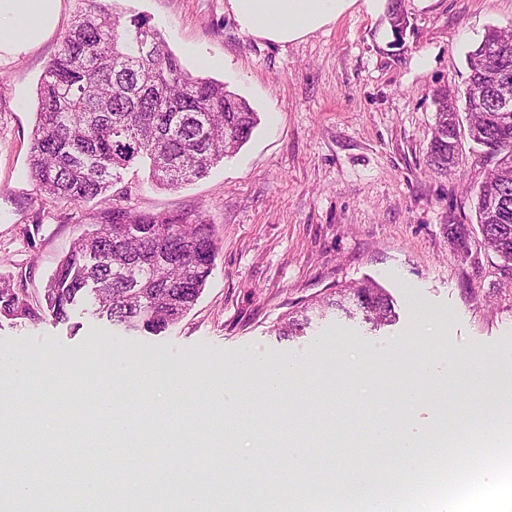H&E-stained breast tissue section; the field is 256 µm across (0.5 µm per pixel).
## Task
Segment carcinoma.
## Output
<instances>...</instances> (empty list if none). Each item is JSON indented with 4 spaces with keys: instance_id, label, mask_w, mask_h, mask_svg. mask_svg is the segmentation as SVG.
<instances>
[{
    "instance_id": "carcinoma-1",
    "label": "carcinoma",
    "mask_w": 512,
    "mask_h": 512,
    "mask_svg": "<svg viewBox=\"0 0 512 512\" xmlns=\"http://www.w3.org/2000/svg\"><path fill=\"white\" fill-rule=\"evenodd\" d=\"M465 98L474 140L494 160L475 192L479 248L512 267V104L498 106L494 77L512 79V34L487 30L466 58ZM459 97L448 87L434 91L436 122L427 164L440 175L457 165ZM257 113L227 86L183 69L158 29L143 16L93 5L62 38L40 82L39 110L30 169L40 190L71 205H92L93 229L73 242L44 288L45 308L31 307L25 289L0 278V316L35 320L42 312L69 319L88 301L101 319L128 331L158 333L176 324L202 294L215 266L213 225L200 212H143L125 205L130 189L122 171L146 166L161 186L178 188L206 176L250 139ZM473 230L448 225V246L463 260L472 255ZM377 330L396 322L391 295L371 281L341 286L318 301ZM310 307L281 324L278 336L293 338L309 327ZM81 458L66 469L52 464L53 483L81 494Z\"/></svg>"
}]
</instances>
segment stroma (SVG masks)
<instances>
[{"label":"stroma","instance_id":"1","mask_svg":"<svg viewBox=\"0 0 512 512\" xmlns=\"http://www.w3.org/2000/svg\"><path fill=\"white\" fill-rule=\"evenodd\" d=\"M106 2L146 16L184 69L224 82L259 122L235 155L182 187H161L138 166L123 174L131 207L198 210L214 224L216 266L192 310L154 336L97 318L84 302L61 322L0 316V382L23 377L31 387L0 397V408L23 404L36 422L74 435L84 407L112 396L103 373L125 360L163 383L198 374L177 406L176 420L189 427L219 407V382L235 375L237 355L256 348L273 361L302 360L316 383L304 416L332 414L344 442L364 428L369 403L398 418L394 390L420 350L444 345L482 385L456 392L448 423L464 414L478 421L484 389L501 384L512 356V270L491 253L461 261L448 227L473 222V192L492 163L465 133L450 174H434L426 160L434 89L466 87L468 52L488 28H512V0H402L403 29L389 13L356 10L285 45L242 32L228 0ZM90 5L62 0L49 39L0 58V277L36 306L72 242L92 227L85 207L44 195L29 169L41 78ZM366 278L392 295L394 325L374 331L328 312L304 335L279 337L288 314ZM421 308L432 315L422 325ZM397 349L402 361L387 371ZM72 377L86 394L66 387Z\"/></svg>","mask_w":512,"mask_h":512}]
</instances>
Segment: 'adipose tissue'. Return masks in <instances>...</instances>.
Wrapping results in <instances>:
<instances>
[{
  "instance_id": "obj_1",
  "label": "adipose tissue",
  "mask_w": 512,
  "mask_h": 512,
  "mask_svg": "<svg viewBox=\"0 0 512 512\" xmlns=\"http://www.w3.org/2000/svg\"><path fill=\"white\" fill-rule=\"evenodd\" d=\"M241 29L271 42L286 44L336 23L352 10L381 14L386 0H228ZM61 0H0V57L17 56L39 46L54 32ZM11 481L0 496L12 502V512H40L42 498L50 496L36 483L30 457L19 454L10 462Z\"/></svg>"
}]
</instances>
